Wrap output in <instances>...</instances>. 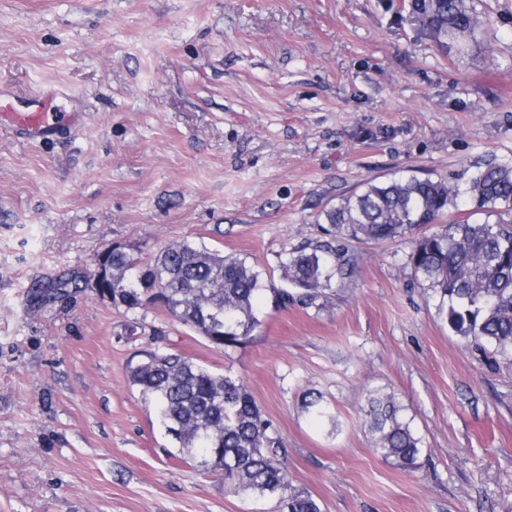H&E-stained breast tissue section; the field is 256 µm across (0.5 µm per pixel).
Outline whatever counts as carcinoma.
I'll return each mask as SVG.
<instances>
[{
	"label": "carcinoma",
	"mask_w": 512,
	"mask_h": 512,
	"mask_svg": "<svg viewBox=\"0 0 512 512\" xmlns=\"http://www.w3.org/2000/svg\"><path fill=\"white\" fill-rule=\"evenodd\" d=\"M408 15L439 45L486 26L466 0H409ZM460 197L477 213L512 211V160L486 161L462 189L410 175L370 183L362 193L341 199L325 212L334 238L307 243L281 263L286 288L266 282L244 258L187 241L163 248L146 263L121 245L100 260L109 270L113 303L128 309L146 300L158 304L215 347L229 350L247 343L260 328L254 308L259 296L268 292L283 306L312 305L332 281L352 273L356 258L347 241L406 238L408 263L447 306L449 328L512 354V225L501 219L453 221L431 235L413 236L419 225L437 223ZM129 380L153 404L182 461L222 472L224 483L237 492L277 497L280 512H322L312 495L289 485L281 437L241 379L179 353L150 351L129 368ZM365 416L374 450L397 466L415 468L420 439L393 398L369 395Z\"/></svg>",
	"instance_id": "1"
}]
</instances>
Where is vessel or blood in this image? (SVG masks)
Listing matches in <instances>:
<instances>
[{"label": "vessel or blood", "mask_w": 512, "mask_h": 512, "mask_svg": "<svg viewBox=\"0 0 512 512\" xmlns=\"http://www.w3.org/2000/svg\"><path fill=\"white\" fill-rule=\"evenodd\" d=\"M61 88L39 92H20L0 86V132H7L29 143H41L81 127L85 114L79 106L61 109L57 101L66 97Z\"/></svg>", "instance_id": "1"}]
</instances>
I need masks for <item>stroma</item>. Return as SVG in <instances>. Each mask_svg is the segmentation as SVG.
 <instances>
[{"label": "stroma", "instance_id": "obj_1", "mask_svg": "<svg viewBox=\"0 0 512 512\" xmlns=\"http://www.w3.org/2000/svg\"><path fill=\"white\" fill-rule=\"evenodd\" d=\"M473 3L495 42L438 45L408 0H0V83L63 86L86 113L49 144L0 133V512H278L168 456L129 381L146 349L242 379L322 512L512 503V356L450 331L408 241L350 240L349 278L309 308L264 297L226 351L86 284L112 246L182 241L276 283L366 182L462 183L512 157V0ZM375 390L418 468L374 451Z\"/></svg>", "mask_w": 512, "mask_h": 512}]
</instances>
